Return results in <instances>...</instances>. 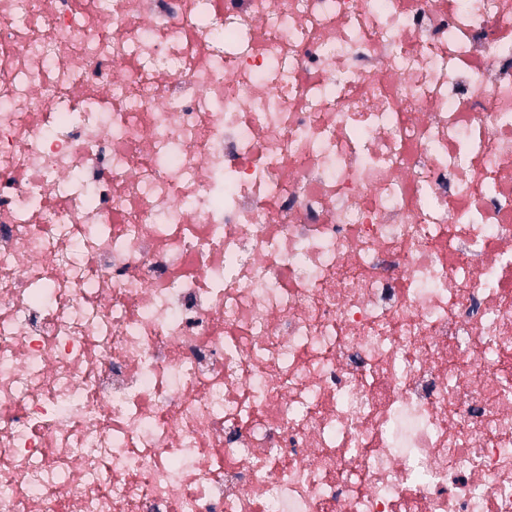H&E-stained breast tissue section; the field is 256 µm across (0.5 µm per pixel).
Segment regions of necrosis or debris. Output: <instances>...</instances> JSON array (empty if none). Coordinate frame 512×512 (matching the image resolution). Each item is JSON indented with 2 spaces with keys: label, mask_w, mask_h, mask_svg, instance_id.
Masks as SVG:
<instances>
[{
  "label": "necrosis or debris",
  "mask_w": 512,
  "mask_h": 512,
  "mask_svg": "<svg viewBox=\"0 0 512 512\" xmlns=\"http://www.w3.org/2000/svg\"><path fill=\"white\" fill-rule=\"evenodd\" d=\"M0 512H512V0H0Z\"/></svg>",
  "instance_id": "obj_1"
}]
</instances>
